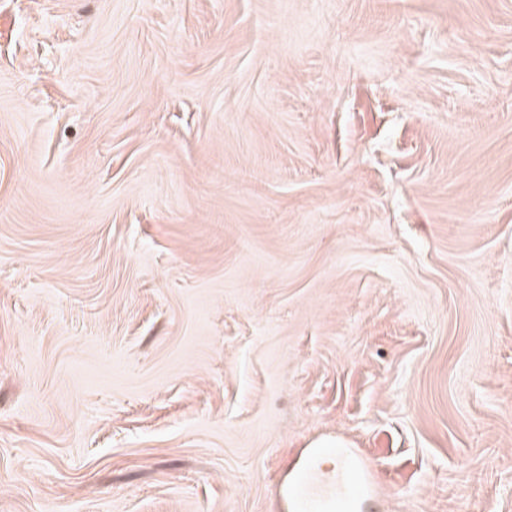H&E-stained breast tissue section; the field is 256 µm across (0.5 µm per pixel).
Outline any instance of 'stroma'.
<instances>
[{
  "instance_id": "35a3bbf8",
  "label": "stroma",
  "mask_w": 512,
  "mask_h": 512,
  "mask_svg": "<svg viewBox=\"0 0 512 512\" xmlns=\"http://www.w3.org/2000/svg\"><path fill=\"white\" fill-rule=\"evenodd\" d=\"M512 512V0H0V512Z\"/></svg>"
}]
</instances>
